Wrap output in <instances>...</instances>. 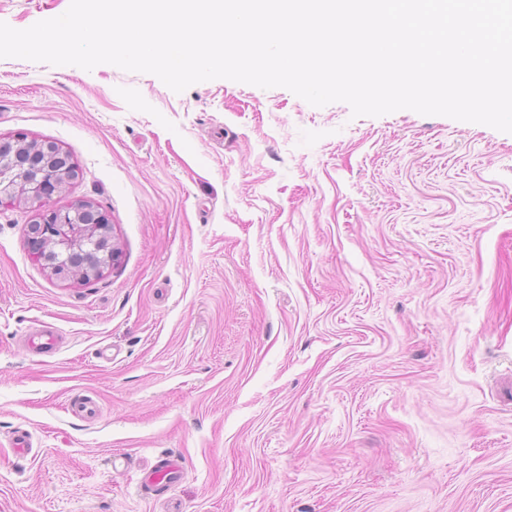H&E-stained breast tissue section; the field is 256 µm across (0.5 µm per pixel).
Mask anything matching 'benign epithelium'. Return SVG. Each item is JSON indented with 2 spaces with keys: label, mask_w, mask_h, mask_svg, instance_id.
I'll return each mask as SVG.
<instances>
[{
  "label": "benign epithelium",
  "mask_w": 512,
  "mask_h": 512,
  "mask_svg": "<svg viewBox=\"0 0 512 512\" xmlns=\"http://www.w3.org/2000/svg\"><path fill=\"white\" fill-rule=\"evenodd\" d=\"M26 139L24 134L0 137V165L16 162ZM39 149L45 154L41 168L33 172L20 168L12 180L0 181V202L19 200L28 204L35 212L37 237L46 244L36 250L46 269L59 279L85 282L105 269L97 263L95 252L107 239L106 225L111 219L87 201L64 208L51 205L46 184L63 190L71 181L74 162L66 151L47 141L39 143Z\"/></svg>",
  "instance_id": "obj_1"
}]
</instances>
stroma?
<instances>
[{
  "label": "stroma",
  "mask_w": 512,
  "mask_h": 512,
  "mask_svg": "<svg viewBox=\"0 0 512 512\" xmlns=\"http://www.w3.org/2000/svg\"><path fill=\"white\" fill-rule=\"evenodd\" d=\"M18 132L71 155L53 204L105 211L119 258L56 280L0 204V512H512V134L0 59ZM164 455L182 480L141 494Z\"/></svg>",
  "instance_id": "obj_1"
}]
</instances>
